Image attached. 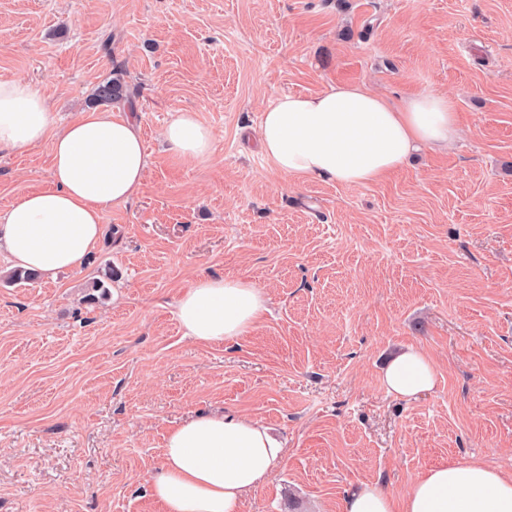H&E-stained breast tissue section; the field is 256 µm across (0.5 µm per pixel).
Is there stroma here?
<instances>
[{
  "instance_id": "35a3bbf8",
  "label": "stroma",
  "mask_w": 512,
  "mask_h": 512,
  "mask_svg": "<svg viewBox=\"0 0 512 512\" xmlns=\"http://www.w3.org/2000/svg\"><path fill=\"white\" fill-rule=\"evenodd\" d=\"M0 76L61 124L120 80L149 154L83 268L9 284L0 254V512H159L168 432L210 413L284 443L242 512H342L365 482L400 498L442 463L512 473V0H0ZM340 83L448 95L462 136L379 183L289 184L263 109ZM184 111L213 133L204 160L161 137ZM50 166L43 145L0 152V211ZM203 275L263 289L245 336H185ZM411 346L437 381L407 403L382 375Z\"/></svg>"
}]
</instances>
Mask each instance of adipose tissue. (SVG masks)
<instances>
[{"label": "adipose tissue", "mask_w": 512, "mask_h": 512, "mask_svg": "<svg viewBox=\"0 0 512 512\" xmlns=\"http://www.w3.org/2000/svg\"><path fill=\"white\" fill-rule=\"evenodd\" d=\"M445 95L400 102L359 84L316 94H288L264 110L256 137L262 154L289 181L368 185L399 169L411 152L447 149L460 135ZM168 146L190 160L208 157L213 135L195 113H174ZM46 145L51 181L0 212V250L13 266L53 279L81 269L101 239L103 215L140 193L149 155L129 108L81 113L56 125L48 100L22 79L0 78V151ZM252 283L201 277L177 301L187 336L217 343L246 334L265 311ZM436 368L416 348L395 357L383 387L410 401L434 388ZM283 457L259 420L201 415L169 431L162 462L150 475L162 512H241ZM343 512H512V473L478 461L444 464L415 479L403 499L367 483L347 496Z\"/></svg>", "instance_id": "obj_1"}]
</instances>
